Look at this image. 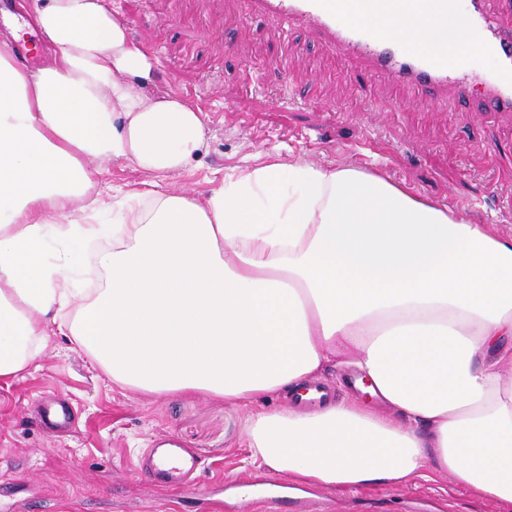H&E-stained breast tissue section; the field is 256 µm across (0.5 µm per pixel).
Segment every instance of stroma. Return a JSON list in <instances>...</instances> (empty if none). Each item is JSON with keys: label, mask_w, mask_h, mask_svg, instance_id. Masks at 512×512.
Returning <instances> with one entry per match:
<instances>
[{"label": "stroma", "mask_w": 512, "mask_h": 512, "mask_svg": "<svg viewBox=\"0 0 512 512\" xmlns=\"http://www.w3.org/2000/svg\"><path fill=\"white\" fill-rule=\"evenodd\" d=\"M155 62L148 94L199 107L207 150L163 188L205 195L215 178L280 152L323 166L384 170L477 224L512 232V112L468 101L429 107L404 87L363 75L307 31L247 15L243 0H103ZM249 114L224 119L225 102ZM65 405L71 426L44 411ZM246 409L198 395L155 397L114 385L63 336L16 380L0 382V512H512L444 476L355 490L291 486L275 510L254 486L278 477L253 462ZM192 451L196 482L223 496L198 500L157 488L141 468L162 442Z\"/></svg>", "instance_id": "obj_1"}]
</instances>
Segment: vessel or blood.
<instances>
[{
  "mask_svg": "<svg viewBox=\"0 0 512 512\" xmlns=\"http://www.w3.org/2000/svg\"><path fill=\"white\" fill-rule=\"evenodd\" d=\"M460 5L476 53L499 61L495 71L478 81L468 57L411 50L369 25L352 22L331 0H246L248 12L304 27L332 53L347 58L352 70L409 85L422 102L436 103L450 92L469 97L477 82L481 85L480 111L512 112V22L506 24L496 17L492 0H460ZM155 454L147 472L149 482L193 488L198 469L195 455L181 448H159Z\"/></svg>",
  "mask_w": 512,
  "mask_h": 512,
  "instance_id": "b4317fda",
  "label": "vessel or blood"
}]
</instances>
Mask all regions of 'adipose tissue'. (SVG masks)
<instances>
[{
    "label": "adipose tissue",
    "instance_id": "adipose-tissue-1",
    "mask_svg": "<svg viewBox=\"0 0 512 512\" xmlns=\"http://www.w3.org/2000/svg\"><path fill=\"white\" fill-rule=\"evenodd\" d=\"M334 2L417 50L466 40L453 0L441 20ZM20 8L52 57L0 49V380L61 319L120 387L248 408L272 472L347 490L449 475L512 505V233L277 153L203 196L165 190L206 148L200 108L145 93L153 62L103 0ZM112 161L141 189L104 191ZM334 365L382 409L271 406Z\"/></svg>",
    "mask_w": 512,
    "mask_h": 512
}]
</instances>
